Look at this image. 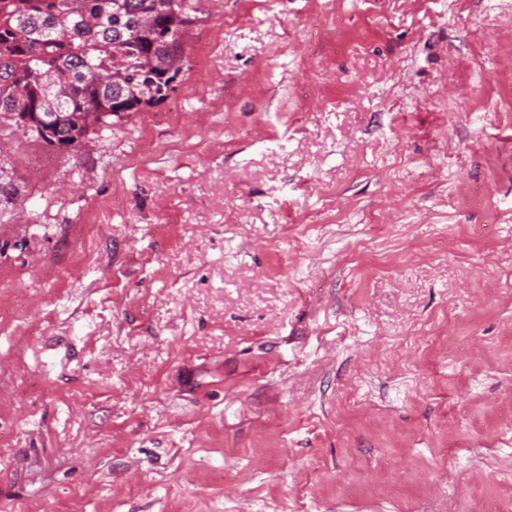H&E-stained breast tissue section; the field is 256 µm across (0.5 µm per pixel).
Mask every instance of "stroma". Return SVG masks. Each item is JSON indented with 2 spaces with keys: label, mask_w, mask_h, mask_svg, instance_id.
<instances>
[{
  "label": "stroma",
  "mask_w": 512,
  "mask_h": 512,
  "mask_svg": "<svg viewBox=\"0 0 512 512\" xmlns=\"http://www.w3.org/2000/svg\"><path fill=\"white\" fill-rule=\"evenodd\" d=\"M183 47L0 151V512H512V0H198Z\"/></svg>",
  "instance_id": "1"
}]
</instances>
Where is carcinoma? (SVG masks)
Here are the masks:
<instances>
[{
	"label": "carcinoma",
	"instance_id": "cac0c4a2",
	"mask_svg": "<svg viewBox=\"0 0 512 512\" xmlns=\"http://www.w3.org/2000/svg\"><path fill=\"white\" fill-rule=\"evenodd\" d=\"M195 4L0 0V142L21 130L61 151L165 102Z\"/></svg>",
	"mask_w": 512,
	"mask_h": 512
}]
</instances>
